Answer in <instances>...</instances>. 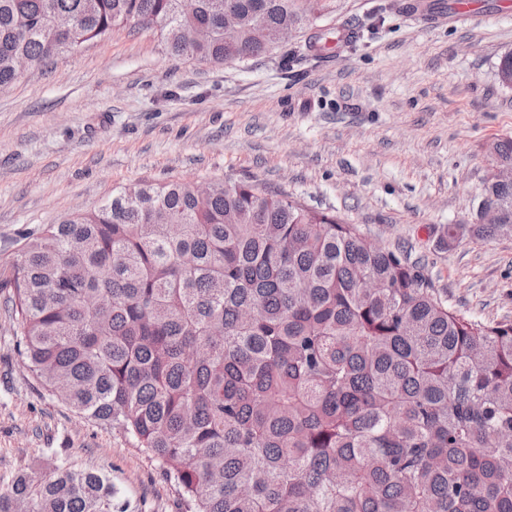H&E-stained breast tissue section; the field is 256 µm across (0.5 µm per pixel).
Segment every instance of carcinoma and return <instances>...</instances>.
<instances>
[{
    "mask_svg": "<svg viewBox=\"0 0 512 512\" xmlns=\"http://www.w3.org/2000/svg\"><path fill=\"white\" fill-rule=\"evenodd\" d=\"M242 16L224 38V5ZM317 0H0V87L117 27L214 64ZM68 16L57 32L52 18ZM210 30L185 47V30ZM512 163V137L491 144ZM512 219V184L485 183ZM500 224H450L448 240ZM19 347L77 413L157 458L187 512H512V323L448 307L353 224L253 181L124 187L27 237L10 268ZM0 512H114L109 478L55 459Z\"/></svg>",
    "mask_w": 512,
    "mask_h": 512,
    "instance_id": "1",
    "label": "carcinoma"
}]
</instances>
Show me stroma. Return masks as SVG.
Returning a JSON list of instances; mask_svg holds the SVG:
<instances>
[{"label":"stroma","mask_w":512,"mask_h":512,"mask_svg":"<svg viewBox=\"0 0 512 512\" xmlns=\"http://www.w3.org/2000/svg\"><path fill=\"white\" fill-rule=\"evenodd\" d=\"M470 2L458 21L321 0L316 26H365L356 46L306 55L303 27L221 66L121 27L0 89L1 483L62 457L107 474L127 512H185L162 465L48 392L17 343L5 271L26 234L120 187L258 181L418 264L452 309L512 322V234L448 242L449 225L476 219L490 144L512 137V89L497 78L512 6Z\"/></svg>","instance_id":"stroma-1"}]
</instances>
